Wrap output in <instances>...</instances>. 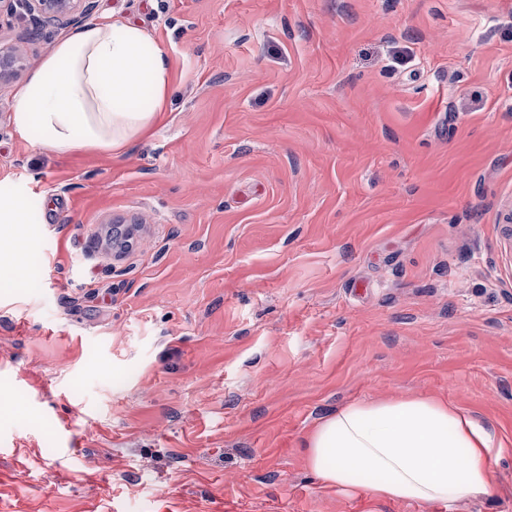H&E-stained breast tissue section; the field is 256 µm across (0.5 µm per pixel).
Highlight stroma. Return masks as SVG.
<instances>
[{
  "label": "stroma",
  "mask_w": 512,
  "mask_h": 512,
  "mask_svg": "<svg viewBox=\"0 0 512 512\" xmlns=\"http://www.w3.org/2000/svg\"><path fill=\"white\" fill-rule=\"evenodd\" d=\"M167 51L118 152L43 151L0 94V512H512V0H95ZM0 18L31 66L37 38ZM141 221L107 252L110 217ZM429 397L493 428L499 488L423 505L306 462L344 405ZM44 208L38 211L29 208L26 193L20 189H13L0 193V238L11 235L15 238V225L28 223H43Z\"/></svg>",
  "instance_id": "1"
}]
</instances>
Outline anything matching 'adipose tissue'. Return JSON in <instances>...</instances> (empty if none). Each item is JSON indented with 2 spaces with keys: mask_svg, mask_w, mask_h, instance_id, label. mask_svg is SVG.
I'll list each match as a JSON object with an SVG mask.
<instances>
[{
  "mask_svg": "<svg viewBox=\"0 0 512 512\" xmlns=\"http://www.w3.org/2000/svg\"><path fill=\"white\" fill-rule=\"evenodd\" d=\"M170 88L166 52L145 29L91 22L57 42L16 89L14 128L59 156L111 151L152 130ZM44 218L24 191L0 193V238ZM494 445L490 427L437 400H371L321 419L307 442V464L344 492L445 504L493 496Z\"/></svg>",
  "mask_w": 512,
  "mask_h": 512,
  "instance_id": "ef3b65f1",
  "label": "adipose tissue"
}]
</instances>
